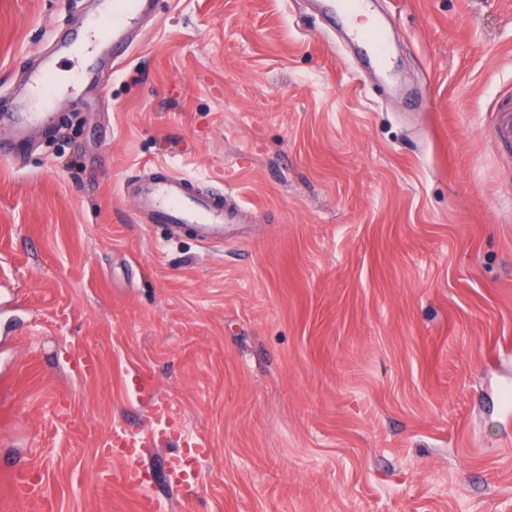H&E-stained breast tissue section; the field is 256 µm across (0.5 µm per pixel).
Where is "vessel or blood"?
Segmentation results:
<instances>
[{
    "mask_svg": "<svg viewBox=\"0 0 512 512\" xmlns=\"http://www.w3.org/2000/svg\"><path fill=\"white\" fill-rule=\"evenodd\" d=\"M109 8L95 6L84 15L76 28L56 41V52L41 56L25 72L21 88L11 106L0 112V125L6 126L10 139L0 141V156L13 157L28 147L30 134L43 132L51 136L60 130L56 122L54 98L48 85L56 71V58L84 45L98 50V62L84 77L97 80L111 76L112 64L124 60L133 41L146 27L152 14L153 0H109ZM371 0H329L327 21L341 27L346 41L358 45L364 61L382 76H389V41L384 21L370 19L364 28H356L358 13L368 11ZM495 121L501 139L512 143V94H503L495 105ZM133 196L137 214L152 224H171L189 230L206 245L224 241V227L245 223L251 209L228 196H212L203 192L197 181L170 168L155 165L144 170L134 181ZM135 387L149 414L148 423L133 429L121 422L113 423L101 443L107 454L133 457L136 449L145 447L159 435L179 428L181 421L168 400L158 396L150 375L135 377ZM207 443L200 436H185L183 448L168 459L173 480L190 475L194 464L206 454Z\"/></svg>",
    "mask_w": 512,
    "mask_h": 512,
    "instance_id": "1",
    "label": "vessel or blood"
}]
</instances>
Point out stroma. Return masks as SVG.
Instances as JSON below:
<instances>
[{"label":"stroma","instance_id":"35a3bbf8","mask_svg":"<svg viewBox=\"0 0 512 512\" xmlns=\"http://www.w3.org/2000/svg\"><path fill=\"white\" fill-rule=\"evenodd\" d=\"M91 0H0V95ZM406 107L316 0H157L61 130L0 158L6 512H512V0H379ZM162 164L256 214L167 240L123 194ZM99 362L77 374L71 342ZM148 373L210 448L198 482L98 443ZM493 112L500 138L512 143V94L500 95Z\"/></svg>","mask_w":512,"mask_h":512}]
</instances>
